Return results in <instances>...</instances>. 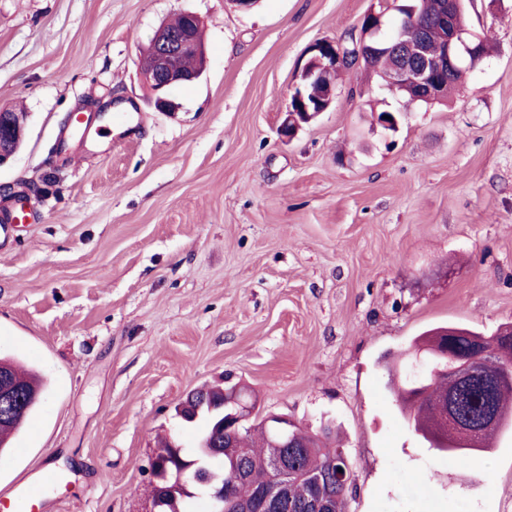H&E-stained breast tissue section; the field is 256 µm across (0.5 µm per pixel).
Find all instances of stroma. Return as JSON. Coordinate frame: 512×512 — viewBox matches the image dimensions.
Segmentation results:
<instances>
[{
  "label": "stroma",
  "instance_id": "35a3bbf8",
  "mask_svg": "<svg viewBox=\"0 0 512 512\" xmlns=\"http://www.w3.org/2000/svg\"><path fill=\"white\" fill-rule=\"evenodd\" d=\"M377 0H0V108L27 139L0 186L26 218L0 249V353L46 390L0 456V501L61 476L35 512H150L176 406L224 378L259 414L331 428L348 512H512V437L442 459L404 424L384 355L429 327L512 323V0H474L492 45L446 102L398 129L397 96L354 68L292 141L278 134L317 41L346 40ZM208 67L149 103L141 48L181 11ZM125 115L90 128L69 113Z\"/></svg>",
  "mask_w": 512,
  "mask_h": 512
}]
</instances>
